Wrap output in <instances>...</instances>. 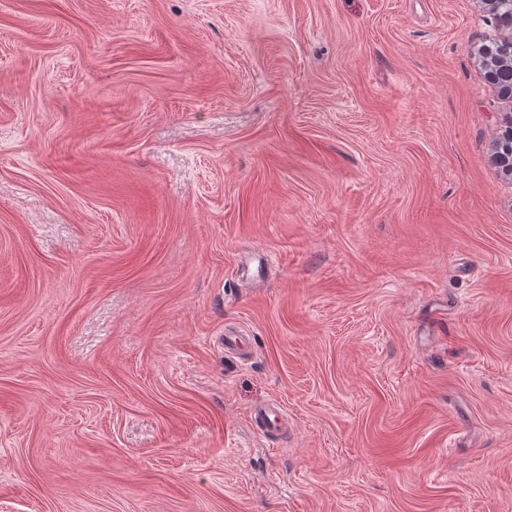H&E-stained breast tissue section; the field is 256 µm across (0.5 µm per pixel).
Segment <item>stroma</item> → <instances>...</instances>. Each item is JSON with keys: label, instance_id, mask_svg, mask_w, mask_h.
Wrapping results in <instances>:
<instances>
[{"label": "stroma", "instance_id": "35a3bbf8", "mask_svg": "<svg viewBox=\"0 0 512 512\" xmlns=\"http://www.w3.org/2000/svg\"><path fill=\"white\" fill-rule=\"evenodd\" d=\"M502 35L485 0H0V512H512ZM499 132L501 136L496 138L495 151L493 153V161L501 169V172L506 177H512V114L507 118V121ZM507 133V144L503 140V135ZM281 407L277 404H264L255 407L251 418L260 423L266 431H273L279 427L281 420Z\"/></svg>", "mask_w": 512, "mask_h": 512}]
</instances>
